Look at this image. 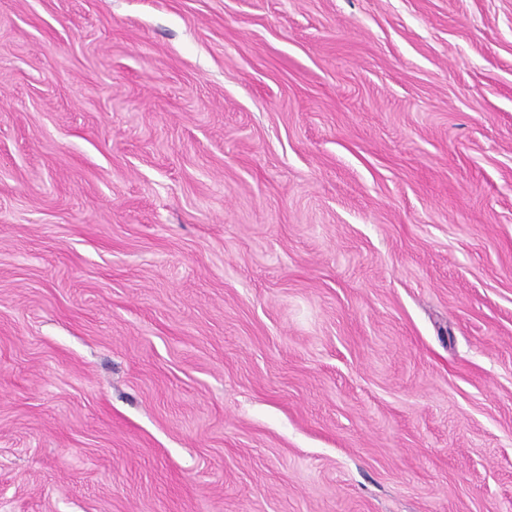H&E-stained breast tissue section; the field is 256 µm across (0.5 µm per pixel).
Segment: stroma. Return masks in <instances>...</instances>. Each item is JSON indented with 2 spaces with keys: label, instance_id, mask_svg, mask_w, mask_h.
<instances>
[{
  "label": "stroma",
  "instance_id": "35a3bbf8",
  "mask_svg": "<svg viewBox=\"0 0 512 512\" xmlns=\"http://www.w3.org/2000/svg\"><path fill=\"white\" fill-rule=\"evenodd\" d=\"M0 512H512V0H0Z\"/></svg>",
  "mask_w": 512,
  "mask_h": 512
}]
</instances>
